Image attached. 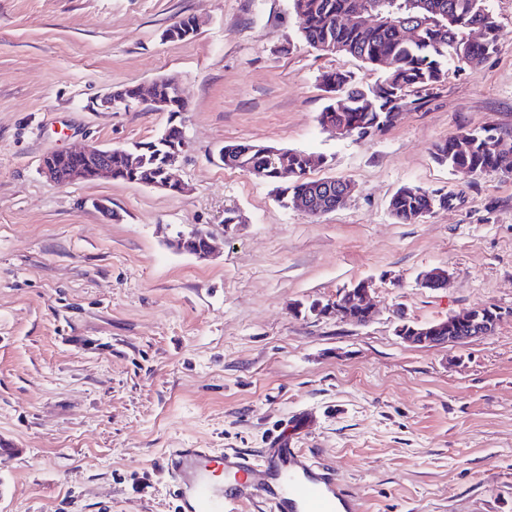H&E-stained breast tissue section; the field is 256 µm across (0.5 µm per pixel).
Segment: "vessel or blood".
<instances>
[{
    "label": "vessel or blood",
    "instance_id": "b4317fda",
    "mask_svg": "<svg viewBox=\"0 0 512 512\" xmlns=\"http://www.w3.org/2000/svg\"><path fill=\"white\" fill-rule=\"evenodd\" d=\"M163 470L177 491L181 512H227L228 503L264 500L270 512H336L345 492L330 471L316 470L306 449L292 439L271 437L260 458L238 451L173 448L163 457ZM234 473V490L213 478L214 470ZM261 471L262 481L252 479Z\"/></svg>",
    "mask_w": 512,
    "mask_h": 512
}]
</instances>
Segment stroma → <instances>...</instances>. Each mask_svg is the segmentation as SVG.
I'll use <instances>...</instances> for the list:
<instances>
[{"instance_id": "1", "label": "stroma", "mask_w": 512, "mask_h": 512, "mask_svg": "<svg viewBox=\"0 0 512 512\" xmlns=\"http://www.w3.org/2000/svg\"><path fill=\"white\" fill-rule=\"evenodd\" d=\"M487 4L496 52L407 93L397 123L361 139L320 124V77L376 72L303 43L291 0H0V512H179L165 449L256 456L299 413L298 447L362 512H512V175L463 184L432 154L465 128L512 135V0ZM186 16L195 37L164 40ZM161 77L186 111L101 105ZM172 124L189 194L41 172L49 153ZM230 143L322 156L309 178L352 193L321 216L284 207L224 166ZM407 184L450 201L396 223ZM194 227L212 258L169 246ZM434 267L447 287H419ZM361 280L370 323L307 313ZM477 305L501 318L464 347L396 332Z\"/></svg>"}]
</instances>
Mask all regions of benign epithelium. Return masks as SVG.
I'll return each mask as SVG.
<instances>
[{
  "mask_svg": "<svg viewBox=\"0 0 512 512\" xmlns=\"http://www.w3.org/2000/svg\"><path fill=\"white\" fill-rule=\"evenodd\" d=\"M136 95L131 98H120L109 93L101 104L108 110L130 109L132 107L164 111V104L153 100L149 90L135 87ZM169 157L163 171L162 180L155 187L168 190L173 183L171 170L176 166L186 146V139H170L167 141ZM125 162L134 165L136 154L131 150L113 151L91 144L78 151L55 152L46 155L41 163L42 173L52 182L69 184L76 181L110 180L112 168L117 163ZM448 274L444 269H434L418 277V285L422 288H444ZM372 285L365 282L364 287L355 290L350 308H336V317L354 322L359 315H364L363 323L373 317L371 298ZM498 321L497 310L488 306H476L463 315H451L446 319L416 327H398L399 337L406 343L423 347L444 345H464L473 339L489 335Z\"/></svg>",
  "mask_w": 512,
  "mask_h": 512,
  "instance_id": "benign-epithelium-1",
  "label": "benign epithelium"
}]
</instances>
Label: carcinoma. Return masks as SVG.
I'll list each match as a JSON object with an SVG mask.
<instances>
[{"label":"carcinoma","instance_id":"cac0c4a2","mask_svg":"<svg viewBox=\"0 0 512 512\" xmlns=\"http://www.w3.org/2000/svg\"><path fill=\"white\" fill-rule=\"evenodd\" d=\"M413 0H292L304 22L302 40L311 48L359 59L379 73L367 88L351 84L342 71L321 75L324 91L341 95L319 113L323 125H342L360 137L374 135L392 125L408 91L428 92L443 82L452 64H472L497 50L498 24L486 0H427L430 9H413ZM383 15L386 23L360 26L355 17L362 11ZM194 18L189 17L163 32L168 41L194 37ZM485 31L484 42L467 41L474 25ZM410 25L417 35L409 40L401 27ZM158 93L168 101L167 110L178 112L181 92L167 80L158 82ZM143 157L135 172L115 170L113 179L150 185L162 179L165 152L154 141L137 144ZM230 160L224 165L275 185L282 206L298 196L325 211L344 205L343 180L310 179V154L293 149L251 143L224 147ZM436 161L467 179L488 171L512 173V139L487 129H473L434 146ZM448 205V194L419 186H403L390 199L391 215L399 224H415L423 213Z\"/></svg>","mask_w":512,"mask_h":512}]
</instances>
